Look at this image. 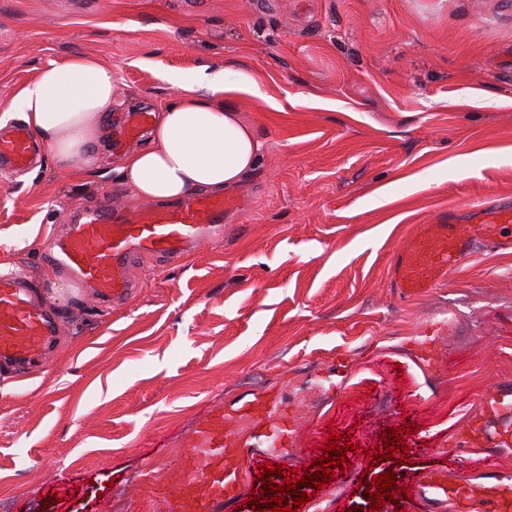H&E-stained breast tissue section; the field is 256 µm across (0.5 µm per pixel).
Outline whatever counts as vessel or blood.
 Instances as JSON below:
<instances>
[{
  "instance_id": "obj_1",
  "label": "vessel or blood",
  "mask_w": 512,
  "mask_h": 512,
  "mask_svg": "<svg viewBox=\"0 0 512 512\" xmlns=\"http://www.w3.org/2000/svg\"><path fill=\"white\" fill-rule=\"evenodd\" d=\"M39 149L30 129L21 123L0 127V167L26 169ZM241 206L233 196L190 195L166 205L135 207L120 213L106 204L85 206L80 222L70 225L59 245L60 264L94 288L99 300L120 304L133 281L128 264L135 256L174 257L209 234L224 231V217ZM512 223V209L476 204L467 226L454 211L442 212L397 253L392 284L402 294L432 287L476 245L493 244L512 250V240L498 238L496 228ZM55 329L47 309L33 300L28 284L14 273L0 272V362L28 365L53 345ZM236 416L249 421L268 448V461L278 459L288 444L286 417L277 394L244 403ZM189 451L180 473L160 482H145L140 490L152 512H224L245 473L233 461L239 441L223 409L208 410L185 436Z\"/></svg>"
}]
</instances>
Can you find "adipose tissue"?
Wrapping results in <instances>:
<instances>
[{"instance_id": "adipose-tissue-1", "label": "adipose tissue", "mask_w": 512, "mask_h": 512, "mask_svg": "<svg viewBox=\"0 0 512 512\" xmlns=\"http://www.w3.org/2000/svg\"><path fill=\"white\" fill-rule=\"evenodd\" d=\"M172 82L179 90L176 100L157 112L147 142L115 170L98 166L91 156L92 146L106 138L100 120L118 101L111 72L94 57L75 55L43 67L15 93L11 109L57 168L87 178L118 177L138 198L164 202L232 189L257 167L262 142L241 112L225 106L224 96L238 89L256 92V84L245 78L229 83L218 65Z\"/></svg>"}]
</instances>
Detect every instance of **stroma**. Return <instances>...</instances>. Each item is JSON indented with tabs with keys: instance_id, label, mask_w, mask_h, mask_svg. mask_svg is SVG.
<instances>
[{
	"instance_id": "1",
	"label": "stroma",
	"mask_w": 512,
	"mask_h": 512,
	"mask_svg": "<svg viewBox=\"0 0 512 512\" xmlns=\"http://www.w3.org/2000/svg\"><path fill=\"white\" fill-rule=\"evenodd\" d=\"M76 53L119 91L122 148L103 166L146 139L125 136L128 113L215 64L257 83L226 102L263 154L223 239L136 259L121 306L58 302L74 278L49 257L83 202L139 198L44 151L0 172V271L25 274L60 336L25 380L0 365V512H146V461L179 471L207 410L272 390L292 427L283 465L307 473L337 434L352 445L299 512H351L366 471L395 472L404 512H484L512 488V253L481 248L413 297L390 283L402 243L444 209L464 224L473 203L512 204V0H0V114ZM389 429L403 463H371Z\"/></svg>"
}]
</instances>
